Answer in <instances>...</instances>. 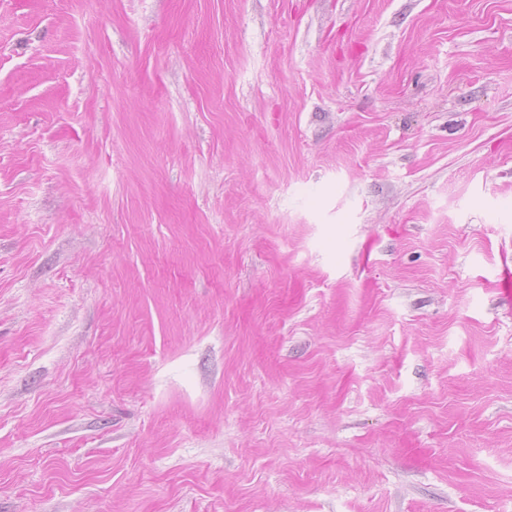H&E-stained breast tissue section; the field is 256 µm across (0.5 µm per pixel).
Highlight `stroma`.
<instances>
[{"mask_svg":"<svg viewBox=\"0 0 512 512\" xmlns=\"http://www.w3.org/2000/svg\"><path fill=\"white\" fill-rule=\"evenodd\" d=\"M512 0H0V512H512Z\"/></svg>","mask_w":512,"mask_h":512,"instance_id":"35a3bbf8","label":"stroma"}]
</instances>
